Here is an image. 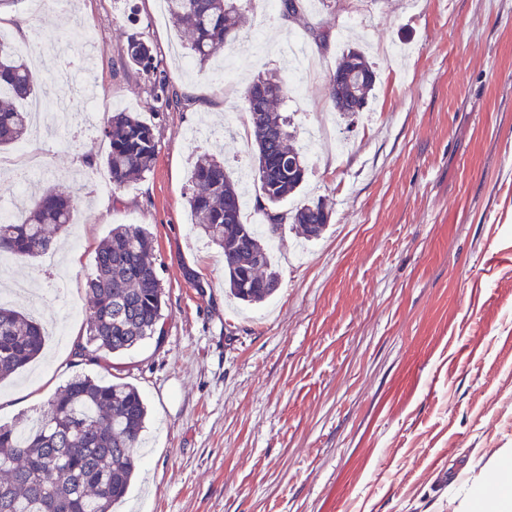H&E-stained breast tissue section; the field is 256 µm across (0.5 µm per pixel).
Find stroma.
<instances>
[{
  "label": "stroma",
  "instance_id": "stroma-1",
  "mask_svg": "<svg viewBox=\"0 0 512 512\" xmlns=\"http://www.w3.org/2000/svg\"><path fill=\"white\" fill-rule=\"evenodd\" d=\"M298 37L322 63L284 106L296 143L328 124L344 141L309 162L284 201H322L319 239L285 227L272 243L279 282L245 306L224 286V258L191 223L190 167L223 153L252 164L243 111L260 74L291 81L286 62L253 63L263 23L255 0L232 50L243 67L225 86L217 65H186L184 38L160 0H57L31 9L0 0V33H52L60 66L34 71L44 112L98 97L96 127L0 152V199L34 169L39 189L75 201L58 257H77L67 287L42 260L16 265L63 325L35 363L0 383V424L38 416L77 375L133 384L150 414L145 450L122 512H465L484 496L491 464L512 448V0H302ZM329 31L317 48L305 23ZM147 39L177 103L159 110L149 82L123 68L130 35ZM361 48L378 78L367 107L338 117L328 96L336 59ZM155 126L144 178L114 189L101 128L118 111ZM151 233L165 293V333L97 365L76 358L86 335L87 280L113 225Z\"/></svg>",
  "mask_w": 512,
  "mask_h": 512
}]
</instances>
